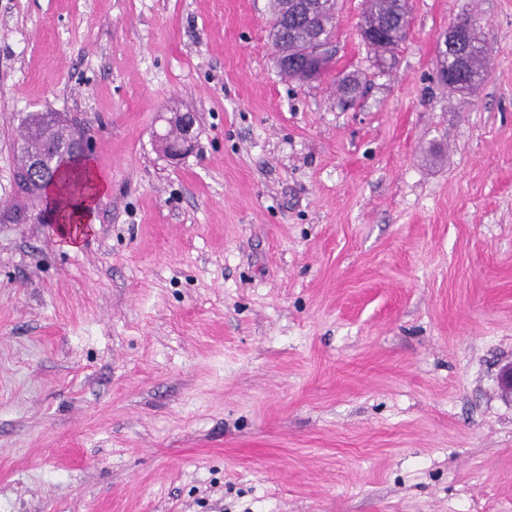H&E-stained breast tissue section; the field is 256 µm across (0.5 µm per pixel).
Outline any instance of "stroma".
<instances>
[{"mask_svg":"<svg viewBox=\"0 0 512 512\" xmlns=\"http://www.w3.org/2000/svg\"><path fill=\"white\" fill-rule=\"evenodd\" d=\"M410 8L381 69L339 0L302 83L269 0H0V512H512V0ZM48 110L109 185L75 250L14 188ZM459 21L467 24L469 21L467 18H460ZM476 34L473 25L469 22L467 25H462L459 22L449 24L448 31L443 35L442 43L439 46V51H444L448 48L456 49L457 55L461 58L463 65L467 61V55L471 60V66L467 67L468 71L465 73V77L461 80L460 85L456 82H452L448 85L452 91L460 94H468L477 86L484 78L486 67H484L485 52L482 46L474 47L468 54L469 42L472 37ZM309 29L305 24L304 27H290L288 31V50H281L277 47L275 54V65L280 71H287L297 68V76L302 82H309L321 78L326 71L329 56L326 48L329 41H323L321 35L312 38L309 49L306 51V59L301 67H297L294 58H288V54L295 58L303 56L307 48V37ZM168 129L159 139L165 143V148L171 157H179L192 151L197 141L198 132L195 128L196 119L192 112H172L166 119Z\"/></svg>","mask_w":512,"mask_h":512,"instance_id":"35a3bbf8","label":"stroma"}]
</instances>
